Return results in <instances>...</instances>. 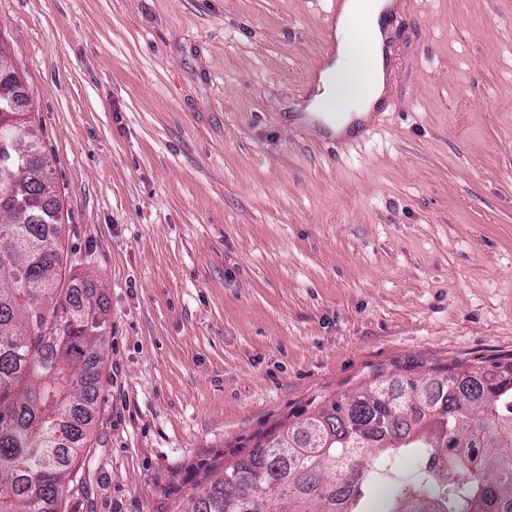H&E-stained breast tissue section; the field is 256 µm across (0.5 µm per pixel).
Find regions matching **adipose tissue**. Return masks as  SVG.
<instances>
[{"instance_id": "obj_1", "label": "adipose tissue", "mask_w": 512, "mask_h": 512, "mask_svg": "<svg viewBox=\"0 0 512 512\" xmlns=\"http://www.w3.org/2000/svg\"><path fill=\"white\" fill-rule=\"evenodd\" d=\"M381 6L377 0H343L336 21L335 62L321 75L315 108L321 112H364L386 90Z\"/></svg>"}]
</instances>
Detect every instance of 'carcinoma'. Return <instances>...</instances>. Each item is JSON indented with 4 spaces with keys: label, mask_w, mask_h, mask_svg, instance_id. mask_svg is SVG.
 Wrapping results in <instances>:
<instances>
[{
    "label": "carcinoma",
    "mask_w": 512,
    "mask_h": 512,
    "mask_svg": "<svg viewBox=\"0 0 512 512\" xmlns=\"http://www.w3.org/2000/svg\"><path fill=\"white\" fill-rule=\"evenodd\" d=\"M0 111V512H60L77 449L84 447L100 380L105 309L96 285H60L55 184L23 99ZM328 427L308 446L310 426ZM375 462L352 446L357 433ZM294 443L272 451L278 438ZM416 460L402 476L396 462ZM512 512V363L440 377H401L321 406L270 431L179 512Z\"/></svg>",
    "instance_id": "cac0c4a2"
}]
</instances>
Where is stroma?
<instances>
[{"label":"stroma","mask_w":512,"mask_h":512,"mask_svg":"<svg viewBox=\"0 0 512 512\" xmlns=\"http://www.w3.org/2000/svg\"><path fill=\"white\" fill-rule=\"evenodd\" d=\"M326 0H0L107 309L61 512H172L376 377L512 362V0H396L387 95L337 148Z\"/></svg>","instance_id":"stroma-1"}]
</instances>
